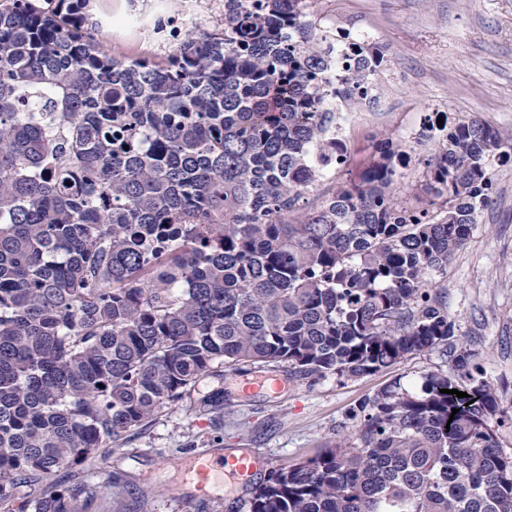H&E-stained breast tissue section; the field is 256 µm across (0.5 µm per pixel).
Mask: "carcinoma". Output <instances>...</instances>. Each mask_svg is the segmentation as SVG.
Listing matches in <instances>:
<instances>
[{
	"instance_id": "obj_1",
	"label": "carcinoma",
	"mask_w": 512,
	"mask_h": 512,
	"mask_svg": "<svg viewBox=\"0 0 512 512\" xmlns=\"http://www.w3.org/2000/svg\"><path fill=\"white\" fill-rule=\"evenodd\" d=\"M0 4V512H88L95 492L15 482L111 446L242 364L359 377L437 348L457 374L360 405L358 444L273 471L251 512H512L500 405L430 288L512 140L442 116L430 207L363 182L293 217L342 166L332 101L372 98L383 55L318 36L305 0H224V32L112 56L88 0ZM442 389L467 393L464 398ZM458 409L452 413V409Z\"/></svg>"
}]
</instances>
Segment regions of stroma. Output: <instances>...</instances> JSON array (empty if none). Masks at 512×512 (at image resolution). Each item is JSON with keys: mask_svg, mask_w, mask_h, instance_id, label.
Returning a JSON list of instances; mask_svg holds the SVG:
<instances>
[{"mask_svg": "<svg viewBox=\"0 0 512 512\" xmlns=\"http://www.w3.org/2000/svg\"><path fill=\"white\" fill-rule=\"evenodd\" d=\"M323 26L364 31L387 62L373 107L346 105L352 161L327 175L310 193L318 206L335 186L360 182L374 143H401L412 160L395 183L399 198L416 205L411 192L426 181L425 161L436 141L414 137L424 117L444 112L477 120L512 136V0H309ZM91 22L114 55L154 60L171 49L154 26L210 32L224 22L222 0H91ZM495 191L472 225L465 245L433 274L434 294L445 304L458 338L467 340L473 361L494 387L502 419L493 421L500 448L512 454V164L493 168ZM454 363L438 350L407 356L401 363L360 377L329 374L289 377L275 396L243 393L258 368L225 371L200 380L197 395L220 389L224 414L215 416L188 402L162 411L146 426L113 444L106 457L91 458L56 472L62 486L94 489L90 512H250L252 497L271 471L291 467L336 444L355 443L359 405L398 383L419 393L430 373L454 374ZM257 449L264 457L249 485L216 481L207 495L182 485L175 469L199 451Z\"/></svg>", "mask_w": 512, "mask_h": 512, "instance_id": "35a3bbf8", "label": "stroma"}]
</instances>
